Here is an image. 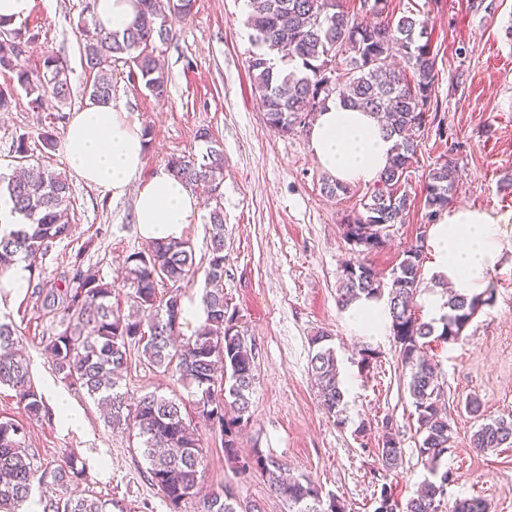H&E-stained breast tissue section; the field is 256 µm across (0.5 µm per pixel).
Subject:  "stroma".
I'll list each match as a JSON object with an SVG mask.
<instances>
[{
  "instance_id": "35a3bbf8",
  "label": "stroma",
  "mask_w": 512,
  "mask_h": 512,
  "mask_svg": "<svg viewBox=\"0 0 512 512\" xmlns=\"http://www.w3.org/2000/svg\"><path fill=\"white\" fill-rule=\"evenodd\" d=\"M94 0H33L21 23L35 34L18 67L42 69L46 56L65 61L72 89L61 110H33L18 93L0 112V172L10 173L14 146L26 138L30 152L49 168L69 174L76 199L70 236L38 260L36 272L53 283L74 257L108 282H120L126 257L145 241L133 219L137 186L121 198L71 174L63 143L73 112L87 102L81 25H93ZM394 17L428 16L433 27L438 81L407 191L422 195L429 171L442 161L455 169L452 205L489 212L507 243L488 277L494 298L458 340L434 342L427 353L438 366L448 417L455 431L442 466L453 475L449 499L483 498L489 512H512V447L483 453L471 448L472 433L486 418H512V0H389ZM246 0H197L187 19H174L162 60L168 94L155 99L125 60L112 63L114 99L141 127L152 130L145 176L163 170L170 155L197 149L206 128L224 150V292L236 306L255 352L251 418L238 450L278 460L296 477L310 479L323 501L340 500L345 512H374L373 491L385 484L407 501L428 476L418 454L415 409L404 387L392 336L359 335L336 303L344 264L353 257L344 238L345 216L361 211L372 192L351 185L330 196L324 170L306 132L270 128L251 89L248 59L255 46L247 25ZM53 148H46L44 134ZM430 218L416 203L404 223L393 225L386 245L367 256L391 279L402 252ZM0 318L13 319L34 383L41 394L66 392L83 417L68 427L53 410L31 418L9 388L0 387V419L26 430L34 463L44 466L76 454L86 467L79 492L110 497L126 512H169L146 477L136 439L111 429L100 408L82 391L66 387L43 349V337L59 324L41 311L30 289L0 292ZM328 332L345 389L346 425L325 414L311 374V339ZM371 344L377 357L358 364V350ZM121 384L133 396L157 392L185 396L170 373L130 358ZM477 401L479 414L467 408ZM401 441L399 466L384 470L376 456L383 422ZM364 433H357L358 425ZM206 456L204 491L231 484L241 502L262 512H288L258 472H234L220 434L199 425Z\"/></svg>"
}]
</instances>
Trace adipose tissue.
I'll use <instances>...</instances> for the list:
<instances>
[{"label": "adipose tissue", "instance_id": "adipose-tissue-1", "mask_svg": "<svg viewBox=\"0 0 512 512\" xmlns=\"http://www.w3.org/2000/svg\"><path fill=\"white\" fill-rule=\"evenodd\" d=\"M309 147L320 166L347 184L374 183L391 154L392 139L367 112L328 102L308 132ZM68 162L86 183L121 197L139 184L134 222L146 240L182 238L186 225L198 223L200 200L168 173L141 181L146 139L123 105L86 103L65 134ZM430 275L441 284L475 295L504 249L500 226L487 212L468 206L445 210L430 230Z\"/></svg>", "mask_w": 512, "mask_h": 512}]
</instances>
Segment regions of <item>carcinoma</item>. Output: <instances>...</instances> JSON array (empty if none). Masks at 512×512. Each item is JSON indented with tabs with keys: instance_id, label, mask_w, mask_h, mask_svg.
Listing matches in <instances>:
<instances>
[{
	"instance_id": "carcinoma-1",
	"label": "carcinoma",
	"mask_w": 512,
	"mask_h": 512,
	"mask_svg": "<svg viewBox=\"0 0 512 512\" xmlns=\"http://www.w3.org/2000/svg\"><path fill=\"white\" fill-rule=\"evenodd\" d=\"M195 3L139 0L136 19L123 31L111 32L97 25L85 30L82 51L92 74L86 85L88 98L112 101V62L123 58L135 66L154 97L164 98L168 76L161 46L170 40L172 20L189 17ZM249 6L248 25L261 49L249 59V71L254 94L271 128L286 133L303 129L306 119L337 98L352 109L377 116L384 133L394 140L393 154L374 183L369 201L344 224V237L357 257L344 265L338 303L347 310L362 300L385 302L398 358L408 371L407 391L421 437L419 455L431 474L403 508L392 489L381 485L374 492L378 497L375 512H442L452 479L439 468L454 430L439 406L442 385L426 347L432 340H456L493 300L494 293L449 295L448 315L438 331L433 323L423 321L413 306L423 280L426 225L419 226L415 241L403 251L390 284H384L363 258L384 247L386 229L400 223L412 206L401 186L408 183L417 155L418 144L411 131L425 124L435 92L431 25L412 15L367 24L345 10L342 0H249ZM33 39L20 28L0 34V68L16 74V84L0 87V111L8 109L18 87L38 111L55 109L71 99L67 66L59 57L47 56L36 73L17 67L19 47ZM195 139L205 150L171 156L165 171L190 188L204 186L209 195L210 250L204 269L202 331L176 343L184 313L182 288L194 275L195 258L188 241L160 240L125 259L127 313L112 302L114 285L84 269L79 258L64 286L35 284L33 293L42 299L43 308L60 316L61 331L45 340L44 350L65 384L86 391L105 409L112 429L137 439L149 479L171 512H179L184 501L199 495L205 467L198 429L183 414L187 404L220 433L227 461L239 471L260 472L288 504L289 512H343L337 499L323 507L315 485L290 475L261 451L247 458L239 455L238 436L250 420L255 353L238 311L224 294V152L206 128L198 130ZM15 154L19 167L10 175L0 174V196L9 198L20 223L0 230V273L18 260L33 268L36 259L72 232L70 215L75 199L67 175L39 162L30 163L23 137L17 141ZM454 190L455 171L445 161L428 173L425 207L434 215L440 213ZM328 340L325 333L311 339L316 346L310 359L311 374L323 409L343 426L347 422L345 394L336 353L326 345ZM19 346L17 325L0 321V385L12 389L28 416L37 418L45 404ZM133 346L146 365L177 377L188 390V402L156 392L132 397L122 389L118 374L126 368ZM471 444L484 453L512 447V419L483 422L473 433ZM377 458L385 469L397 467L401 458L400 440L387 422L383 423ZM84 477L85 469L75 456L41 471L34 468L23 426L0 419V512H22L33 490L47 487L52 493L40 494L41 512H124L117 501L78 494L75 488ZM200 504L198 512H260L257 504L245 507L228 483L203 496ZM449 512H488V505L472 497L455 501Z\"/></svg>"
}]
</instances>
